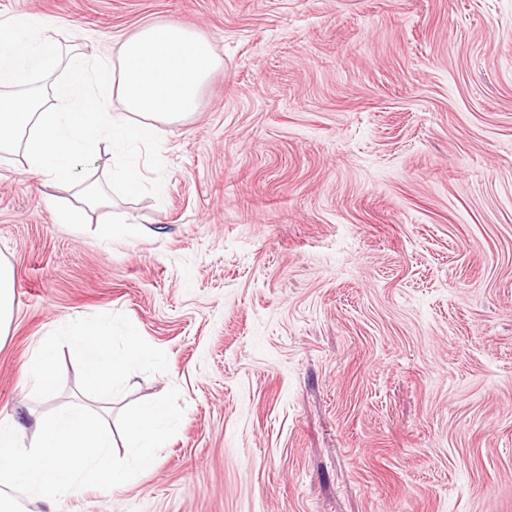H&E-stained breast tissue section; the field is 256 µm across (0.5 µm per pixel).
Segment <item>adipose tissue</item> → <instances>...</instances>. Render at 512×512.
<instances>
[{"instance_id":"obj_1","label":"adipose tissue","mask_w":512,"mask_h":512,"mask_svg":"<svg viewBox=\"0 0 512 512\" xmlns=\"http://www.w3.org/2000/svg\"><path fill=\"white\" fill-rule=\"evenodd\" d=\"M219 59L209 43L178 22L154 24L125 40L117 53L62 52L50 20L36 16L0 22V154L20 157L41 184L76 190L82 206L59 211L60 223L81 227L88 210L112 198L83 173L108 146L118 163L110 182L127 191L144 182L139 150L161 125L197 111L199 93ZM63 79H56V72ZM48 86L31 88V75ZM116 103H108V96ZM86 359L84 391L112 384L125 358L112 348V322L99 314L60 323Z\"/></svg>"}]
</instances>
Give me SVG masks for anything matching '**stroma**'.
Wrapping results in <instances>:
<instances>
[{
	"mask_svg": "<svg viewBox=\"0 0 512 512\" xmlns=\"http://www.w3.org/2000/svg\"><path fill=\"white\" fill-rule=\"evenodd\" d=\"M29 15L88 52L181 22L223 61L142 150L164 203L76 230L0 157V414L30 441L68 404L183 409L134 485L59 512H512V0H0ZM99 313L158 362L90 400L54 330ZM17 305L16 278L9 262L0 258V340L7 336ZM25 374L42 391H49L54 380V353L51 343L42 342L33 351Z\"/></svg>",
	"mask_w": 512,
	"mask_h": 512,
	"instance_id": "stroma-1",
	"label": "stroma"
}]
</instances>
